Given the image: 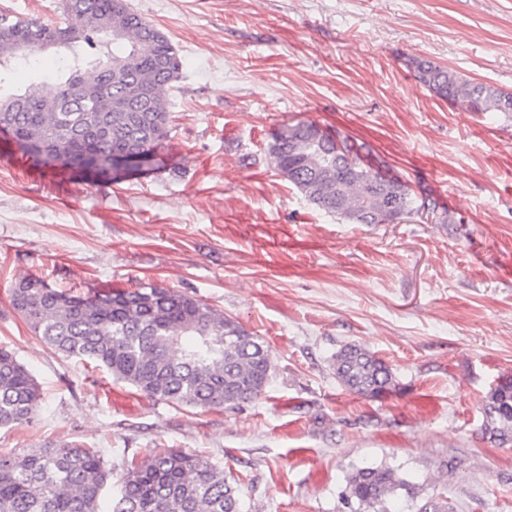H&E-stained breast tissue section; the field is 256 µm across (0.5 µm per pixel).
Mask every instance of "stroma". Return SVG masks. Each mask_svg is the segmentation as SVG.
<instances>
[{
    "label": "stroma",
    "mask_w": 512,
    "mask_h": 512,
    "mask_svg": "<svg viewBox=\"0 0 512 512\" xmlns=\"http://www.w3.org/2000/svg\"><path fill=\"white\" fill-rule=\"evenodd\" d=\"M181 59L151 167L36 165L0 134V346L41 408L0 452L100 449L118 486L164 447L222 469L241 512H352L348 476L389 466L418 512H512V443L484 441L482 403L512 379V121L462 111L419 82L427 59L512 92V0H130ZM311 122L371 147L449 221L353 224L275 169L271 132ZM35 275L81 292L144 283L236 319L272 356L261 397L224 410L136 394L60 358L10 304ZM364 345L391 367L378 398L332 357Z\"/></svg>",
    "instance_id": "35a3bbf8"
}]
</instances>
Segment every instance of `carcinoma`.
I'll list each match as a JSON object with an SVG mask.
<instances>
[{
  "instance_id": "obj_1",
  "label": "carcinoma",
  "mask_w": 512,
  "mask_h": 512,
  "mask_svg": "<svg viewBox=\"0 0 512 512\" xmlns=\"http://www.w3.org/2000/svg\"><path fill=\"white\" fill-rule=\"evenodd\" d=\"M64 53L54 94L32 83L7 86L11 70L33 65V53ZM421 83L465 112L512 120V92L476 83L427 60L411 61ZM181 61L168 38L122 0H63L58 22L0 14V131L32 160L91 172L151 166L169 134L167 96ZM44 143L53 149L40 152ZM363 146L313 123L271 133L279 174L315 208L353 224H393L421 210L448 212L418 198L401 180L362 162ZM10 302L27 326L61 357L107 371L137 392L201 410L256 400L272 368L269 348L235 319L170 288L145 283L120 291L72 294L35 277L15 282ZM336 379L350 393L375 398L394 387L391 367L360 344L333 357ZM42 401L31 371L0 348V427L31 422ZM482 436L512 443V380L491 387L482 404ZM111 469L100 449L50 444L24 455L0 454V512H239L224 471L193 454L158 449L131 459L108 510L100 509ZM406 485L388 467H361L348 479L347 502L385 508Z\"/></svg>"
}]
</instances>
